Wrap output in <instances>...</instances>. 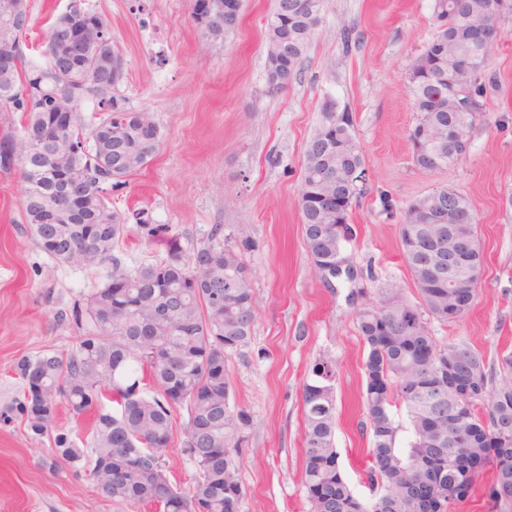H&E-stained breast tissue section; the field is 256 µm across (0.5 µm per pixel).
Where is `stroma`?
I'll return each instance as SVG.
<instances>
[{"instance_id":"1","label":"stroma","mask_w":512,"mask_h":512,"mask_svg":"<svg viewBox=\"0 0 512 512\" xmlns=\"http://www.w3.org/2000/svg\"><path fill=\"white\" fill-rule=\"evenodd\" d=\"M68 0H30L27 59L41 57L52 19ZM107 23L125 62L114 95L150 113L160 149L113 189L112 205L130 232L115 248L134 268L160 259L164 224L185 253L207 242L214 226L249 240L243 254L257 317L251 341L229 355L230 404L252 425L236 463L246 487L241 512H310L303 481L301 386L319 360L336 366V448L354 492L369 497L366 478L364 344L357 313L385 287L417 300L401 251L407 205L439 187L468 197L477 214L482 277L470 311L457 322L432 323L439 340L465 341L487 366L512 350V17L501 23L487 73L496 89L456 164L420 169L408 133L418 114L406 77L409 59L432 40L434 0H323L322 24L288 89L266 80L265 34L275 0H242L239 26L209 36L192 17L193 0H86ZM352 32L344 44L343 29ZM353 118L361 143L365 192L343 244L355 280L325 281L307 251L297 198L303 152L326 101ZM107 266L83 268L49 258L25 232L18 170H0V512H153L115 502L87 479L84 467L59 463L54 437L87 435L89 419L59 408L43 435L18 410L20 358L75 349L86 331L71 310L84 303ZM165 451L167 475L192 487L196 465L183 455L186 412H173Z\"/></svg>"}]
</instances>
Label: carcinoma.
Here are the masks:
<instances>
[{
    "instance_id": "1",
    "label": "carcinoma",
    "mask_w": 512,
    "mask_h": 512,
    "mask_svg": "<svg viewBox=\"0 0 512 512\" xmlns=\"http://www.w3.org/2000/svg\"><path fill=\"white\" fill-rule=\"evenodd\" d=\"M8 0H0V44H15L19 32L5 27ZM437 32L423 51L409 62L414 74L411 90L419 118L408 140L414 163L425 169L433 160L448 167L459 161L448 148L436 152L417 139L420 125H467V113L448 107L433 110L441 78L471 60L476 47L469 23L488 25L500 19L488 13V0H434ZM320 18L299 20L284 28L269 20L266 57L287 41L292 65L283 69L275 90L288 88L313 39ZM42 86L47 93L74 97L70 132L82 138L71 156L87 193L88 224H38L37 215L23 208L26 233L58 263L65 257L50 251L48 239L60 235L81 247L76 261L97 267L109 261L105 281L75 308V322L88 328L70 353L25 357L17 364L24 382V400L17 410L30 429L43 434L64 403L77 416L92 414L91 476L101 494L114 501L147 503L159 512H240L246 488L235 458L244 442L250 416L230 405L231 383L226 359L246 347L256 316L254 295L241 251L247 243L221 238L211 231L207 243L185 255L178 240L166 241L163 258L126 269L113 255L127 233L125 219L112 210L108 190L145 167L154 157L139 148L133 127L114 141L110 130L125 123L131 110L117 97L95 92L73 82H58L47 64H32L19 55L14 82L0 84V112H21L17 135L0 144V168L17 166L29 196L46 200L55 191L50 162L38 155L28 163H12L6 156L27 146L26 134L52 119L25 100L26 87ZM493 86L485 69L468 78L466 92L486 98ZM95 100L99 111L84 115V105ZM335 103L325 105L323 119L303 155L297 207L310 255H336L340 231L336 217L316 216L307 210L311 196L346 193L358 200L364 188L350 180L363 166L362 147L353 122L331 128ZM455 190L441 187L407 206L400 224L402 255L409 267L418 301L411 302L397 288L381 290L378 302L358 312V332L366 357V428L371 436L367 475L370 486L383 491L370 500L359 498L346 480L335 447V365L319 360L302 384L304 414L303 471L311 512H448L450 504L481 492L501 512L512 509V354L500 358L499 372L487 369L483 357L466 342H441L430 324H448L470 309L475 293L448 291V283L431 288L421 284L422 254L414 247L415 225ZM219 292L217 305L212 293ZM174 303L167 318L155 317L158 300ZM453 360L458 374L475 390L467 402L455 399L452 384L435 370ZM150 380L155 394H135L132 387ZM108 398L115 410L104 406ZM490 402L488 414L476 404ZM402 405L411 439L398 446L401 425L391 408ZM187 412L182 452L193 461L199 476L184 491L173 485L165 469L164 452L172 437L173 409ZM54 445L62 461L74 466L84 460V448L71 435L59 433ZM492 477L483 484L486 467Z\"/></svg>"
}]
</instances>
